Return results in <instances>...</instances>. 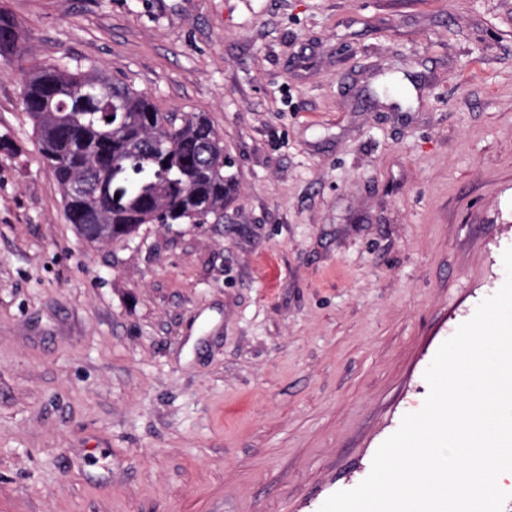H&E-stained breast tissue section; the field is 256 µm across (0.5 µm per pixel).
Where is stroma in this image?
Returning a JSON list of instances; mask_svg holds the SVG:
<instances>
[{
    "instance_id": "1",
    "label": "stroma",
    "mask_w": 512,
    "mask_h": 512,
    "mask_svg": "<svg viewBox=\"0 0 512 512\" xmlns=\"http://www.w3.org/2000/svg\"><path fill=\"white\" fill-rule=\"evenodd\" d=\"M0 512H319L512 248V0H0ZM202 112L220 224L93 245L36 65ZM410 93L395 106L386 78ZM23 47L22 29L7 11L0 8V57L16 54Z\"/></svg>"
}]
</instances>
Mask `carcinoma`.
<instances>
[{
    "instance_id": "1",
    "label": "carcinoma",
    "mask_w": 512,
    "mask_h": 512,
    "mask_svg": "<svg viewBox=\"0 0 512 512\" xmlns=\"http://www.w3.org/2000/svg\"><path fill=\"white\" fill-rule=\"evenodd\" d=\"M23 31L0 8V57ZM22 105L59 186L69 223L109 245L144 224H205L224 217V137L200 112H161L103 68L36 65Z\"/></svg>"
}]
</instances>
